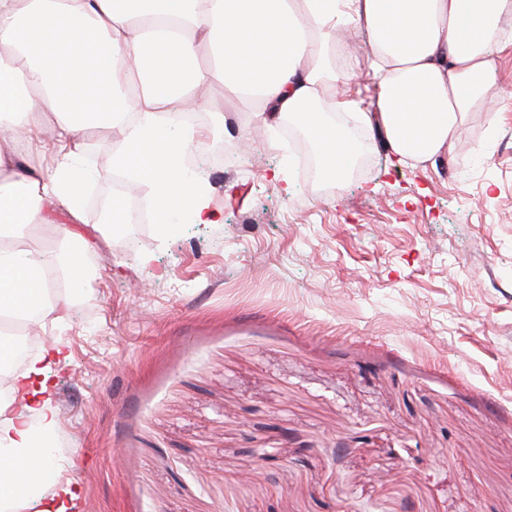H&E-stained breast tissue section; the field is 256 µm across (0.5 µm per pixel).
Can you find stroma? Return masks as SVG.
Listing matches in <instances>:
<instances>
[{
	"instance_id": "stroma-1",
	"label": "stroma",
	"mask_w": 512,
	"mask_h": 512,
	"mask_svg": "<svg viewBox=\"0 0 512 512\" xmlns=\"http://www.w3.org/2000/svg\"><path fill=\"white\" fill-rule=\"evenodd\" d=\"M490 107L453 156L375 139L326 189L213 83V223L132 246L88 209L97 275L31 330L65 350L67 512H512V84Z\"/></svg>"
}]
</instances>
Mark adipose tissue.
Here are the masks:
<instances>
[{
    "mask_svg": "<svg viewBox=\"0 0 512 512\" xmlns=\"http://www.w3.org/2000/svg\"><path fill=\"white\" fill-rule=\"evenodd\" d=\"M509 28L512 0H0V231L66 227L53 249L19 238L0 248V317L62 320L67 298L51 294L46 272L79 283L95 276L85 239L71 230L86 221L88 130L122 131L109 164L148 187L166 237L174 212L210 221L209 185L182 162L200 130L172 118L212 83L248 100L265 131L287 117L313 127L339 185L354 149L334 118L348 112L398 164L454 152L469 113L488 111L498 93ZM361 66L374 89L366 108L336 91ZM36 151L46 163H24ZM61 353L44 348L0 397V421L10 425L1 503L65 510L61 486L44 479L56 416L41 404ZM38 407L37 437L27 415Z\"/></svg>",
    "mask_w": 512,
    "mask_h": 512,
    "instance_id": "ef3b65f1",
    "label": "adipose tissue"
}]
</instances>
